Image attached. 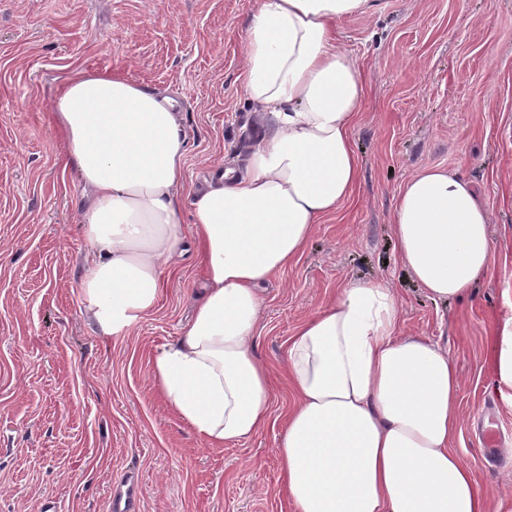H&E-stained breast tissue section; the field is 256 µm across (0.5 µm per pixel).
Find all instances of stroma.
<instances>
[{"instance_id":"obj_1","label":"stroma","mask_w":512,"mask_h":512,"mask_svg":"<svg viewBox=\"0 0 512 512\" xmlns=\"http://www.w3.org/2000/svg\"><path fill=\"white\" fill-rule=\"evenodd\" d=\"M260 0H0V512H109L138 486L139 512H292L278 425L221 447L196 438L156 392L154 351L179 336L204 283L195 253L173 266L158 307L125 335H102L80 288L91 247L84 188L63 170L52 103L77 68L114 72L173 99L187 139L184 177L200 189L245 173L264 129L238 80ZM368 85L352 140L355 199L264 289L257 350L272 370L290 332L346 283L386 282L403 332L445 347L460 381L455 448L512 512V406L485 364L512 314V0H376L338 23ZM460 169L491 214V275L470 298H430L400 263L392 209L430 166Z\"/></svg>"}]
</instances>
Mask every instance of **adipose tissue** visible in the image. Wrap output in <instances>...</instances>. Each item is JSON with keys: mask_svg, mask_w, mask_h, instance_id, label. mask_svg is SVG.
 Instances as JSON below:
<instances>
[{"mask_svg": "<svg viewBox=\"0 0 512 512\" xmlns=\"http://www.w3.org/2000/svg\"><path fill=\"white\" fill-rule=\"evenodd\" d=\"M371 0H261L247 34L243 88L272 130L246 175L192 192L184 230L186 136L172 101L126 77L74 70L52 121L63 168L90 190L92 247L82 274L89 318L122 336L157 305L169 264L195 248L204 288L180 336L151 357L152 383L210 446L249 439L274 414L270 368L254 347L261 287L297 262L317 224L350 202L361 168L351 141L367 95L336 25ZM396 251L432 298L462 300L493 265L491 215L458 171L423 169L399 188ZM494 391L512 404V316L496 327ZM293 401L277 442L292 512H489L453 446L459 377L448 351L400 330L388 284L351 282L285 342Z\"/></svg>", "mask_w": 512, "mask_h": 512, "instance_id": "1", "label": "adipose tissue"}]
</instances>
